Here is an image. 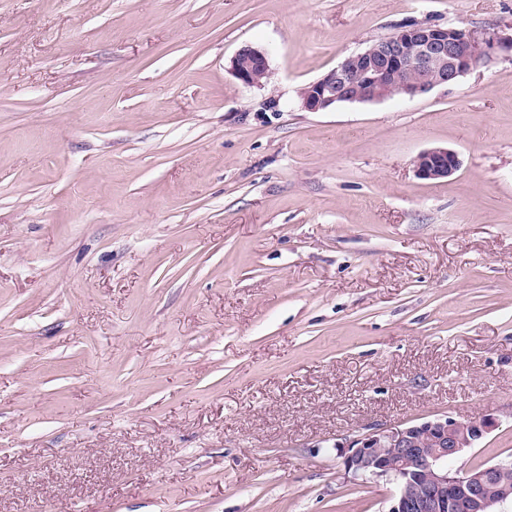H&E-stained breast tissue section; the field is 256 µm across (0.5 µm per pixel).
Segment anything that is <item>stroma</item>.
<instances>
[{"instance_id": "obj_1", "label": "stroma", "mask_w": 512, "mask_h": 512, "mask_svg": "<svg viewBox=\"0 0 512 512\" xmlns=\"http://www.w3.org/2000/svg\"><path fill=\"white\" fill-rule=\"evenodd\" d=\"M414 22L512 0H0V512H388L341 442L439 415L512 461V58L300 107ZM230 70L234 77L248 86H261L270 78L265 53L250 46L240 49L234 55ZM456 152L445 147H434L421 152L414 161L415 172L425 180L447 179L460 168Z\"/></svg>"}]
</instances>
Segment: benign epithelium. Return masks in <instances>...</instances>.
Listing matches in <instances>:
<instances>
[{
  "mask_svg": "<svg viewBox=\"0 0 512 512\" xmlns=\"http://www.w3.org/2000/svg\"><path fill=\"white\" fill-rule=\"evenodd\" d=\"M495 55L512 56V35L478 36L458 27L406 24L305 85L301 107L321 112L345 103L420 98L457 83ZM231 72L248 86L270 78L265 53L250 46L234 55ZM460 165L457 153L445 147L425 150L414 161L417 176L425 180L447 179ZM493 427L490 418L464 421L442 415L373 428L346 444L344 467L355 476L395 484L388 512H498L512 504L511 461L448 470V459L478 447Z\"/></svg>",
  "mask_w": 512,
  "mask_h": 512,
  "instance_id": "obj_1",
  "label": "benign epithelium"
}]
</instances>
